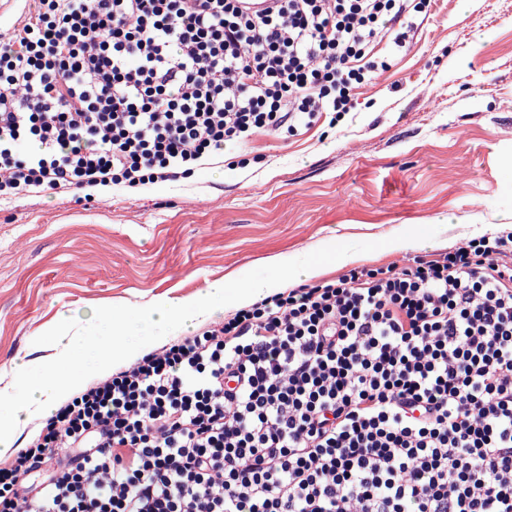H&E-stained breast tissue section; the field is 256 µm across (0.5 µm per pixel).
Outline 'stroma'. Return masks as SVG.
I'll return each instance as SVG.
<instances>
[{"label": "stroma", "mask_w": 512, "mask_h": 512, "mask_svg": "<svg viewBox=\"0 0 512 512\" xmlns=\"http://www.w3.org/2000/svg\"><path fill=\"white\" fill-rule=\"evenodd\" d=\"M405 46L376 45L387 71L357 90L352 112L275 134L255 132L239 166L210 158L194 176L136 189L24 192L0 199V389L21 399L16 356L54 354L59 311L89 336L112 319L150 335L143 306L214 280L279 275L334 242L402 263L380 238L423 224L447 253L449 223L494 238L512 225V0H432L411 14Z\"/></svg>", "instance_id": "obj_1"}]
</instances>
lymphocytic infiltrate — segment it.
<instances>
[{
  "instance_id": "lymphocytic-infiltrate-1",
  "label": "lymphocytic infiltrate",
  "mask_w": 512,
  "mask_h": 512,
  "mask_svg": "<svg viewBox=\"0 0 512 512\" xmlns=\"http://www.w3.org/2000/svg\"><path fill=\"white\" fill-rule=\"evenodd\" d=\"M30 0L0 45V196L136 188L350 112L430 0ZM39 481H31L32 473ZM0 512H512V235L238 310L74 396Z\"/></svg>"
}]
</instances>
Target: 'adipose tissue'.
<instances>
[{
    "mask_svg": "<svg viewBox=\"0 0 512 512\" xmlns=\"http://www.w3.org/2000/svg\"><path fill=\"white\" fill-rule=\"evenodd\" d=\"M369 258V253L340 245L322 257L288 265L278 279L235 286L218 280L194 295L156 301L143 309L141 316L151 323L165 326L173 324L181 330H195L211 321L218 313L251 307L296 284L321 279L331 268L361 264ZM54 364V358L45 359L44 376L30 385L25 400L15 406L10 427L0 429V459L13 456L17 439L33 421L48 419L62 403L78 392L81 375L75 372L59 374Z\"/></svg>",
    "mask_w": 512,
    "mask_h": 512,
    "instance_id": "obj_1",
    "label": "adipose tissue"
}]
</instances>
